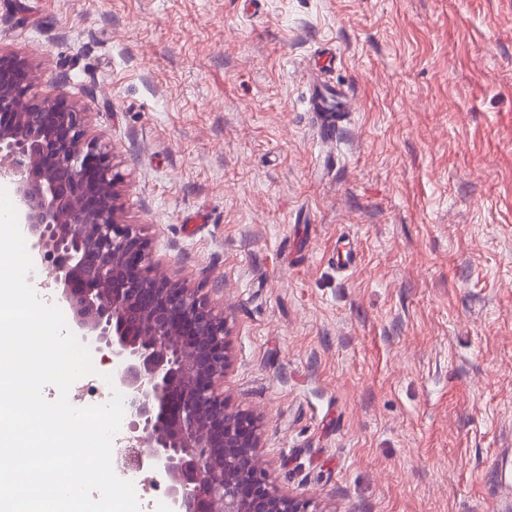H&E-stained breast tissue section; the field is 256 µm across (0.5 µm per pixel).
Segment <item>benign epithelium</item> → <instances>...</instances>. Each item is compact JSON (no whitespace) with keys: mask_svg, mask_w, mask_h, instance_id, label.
I'll return each mask as SVG.
<instances>
[{"mask_svg":"<svg viewBox=\"0 0 512 512\" xmlns=\"http://www.w3.org/2000/svg\"><path fill=\"white\" fill-rule=\"evenodd\" d=\"M34 87L28 61L0 52V180L14 186L42 286L60 292L89 349L112 353L135 468L167 483L171 512H325L269 478L260 419L229 405L224 308L158 271L123 219L112 146L82 109Z\"/></svg>","mask_w":512,"mask_h":512,"instance_id":"1","label":"benign epithelium"}]
</instances>
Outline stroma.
Instances as JSON below:
<instances>
[{
    "label": "stroma",
    "mask_w": 512,
    "mask_h": 512,
    "mask_svg": "<svg viewBox=\"0 0 512 512\" xmlns=\"http://www.w3.org/2000/svg\"><path fill=\"white\" fill-rule=\"evenodd\" d=\"M173 280L223 298L232 405L325 512H512V0H0ZM349 90L336 139L313 75ZM322 83L323 84L318 85L317 91L313 92V95L310 99V106H311L312 112L327 113V114L323 115L322 120H323V123H325L326 130L328 132H330V134H331L335 130L338 129L340 119L339 118L334 119L331 116V114H330L331 112L328 111V104H329L328 102L331 100V98H330V96L324 95L325 87H329V86L333 87V85H331V83H329V86H328V83L326 81L322 82ZM323 97H325L327 102H324Z\"/></svg>",
    "instance_id": "obj_1"
}]
</instances>
